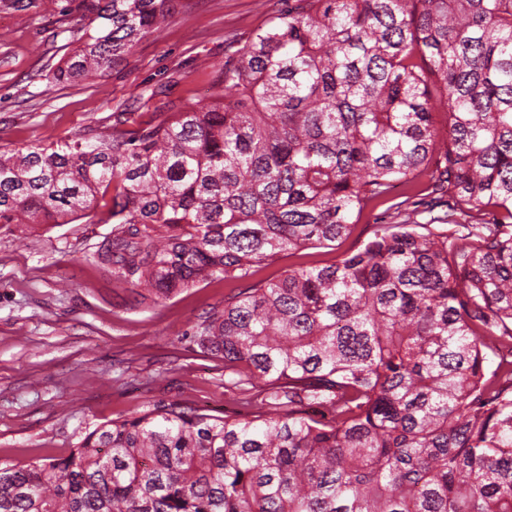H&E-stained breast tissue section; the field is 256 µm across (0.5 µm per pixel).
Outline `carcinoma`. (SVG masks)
Instances as JSON below:
<instances>
[{"label":"carcinoma","instance_id":"1","mask_svg":"<svg viewBox=\"0 0 512 512\" xmlns=\"http://www.w3.org/2000/svg\"><path fill=\"white\" fill-rule=\"evenodd\" d=\"M82 3L99 24L59 81L171 0ZM378 205L359 248L251 282ZM80 219L143 299L248 283L195 336L238 410L153 403L1 461L0 512H512V360L489 358L512 342V0H293L209 101L0 151V224Z\"/></svg>","mask_w":512,"mask_h":512}]
</instances>
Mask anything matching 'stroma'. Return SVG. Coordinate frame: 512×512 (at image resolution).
<instances>
[{
	"mask_svg": "<svg viewBox=\"0 0 512 512\" xmlns=\"http://www.w3.org/2000/svg\"><path fill=\"white\" fill-rule=\"evenodd\" d=\"M284 0H173L165 25L109 67L76 81L54 73L94 29L81 0H0V148L47 144L110 130L116 112L151 113L213 92L224 61L271 25ZM365 211L336 249L281 255L256 277L325 265L372 239ZM111 225L0 227V459L68 455L98 425L153 401L186 402L223 415L224 361L193 341L230 290L209 279L164 299L137 302L101 267Z\"/></svg>",
	"mask_w": 512,
	"mask_h": 512,
	"instance_id": "stroma-1",
	"label": "stroma"
}]
</instances>
